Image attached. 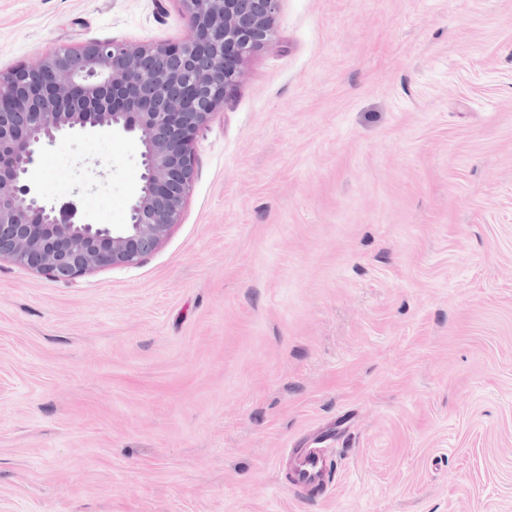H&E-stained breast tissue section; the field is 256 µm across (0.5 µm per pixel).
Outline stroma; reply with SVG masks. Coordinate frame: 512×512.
I'll return each mask as SVG.
<instances>
[{
    "label": "stroma",
    "mask_w": 512,
    "mask_h": 512,
    "mask_svg": "<svg viewBox=\"0 0 512 512\" xmlns=\"http://www.w3.org/2000/svg\"><path fill=\"white\" fill-rule=\"evenodd\" d=\"M180 224L66 284L0 261V512H512V0H280ZM178 0H0V72L172 44ZM136 141L28 178L128 221ZM330 448L325 495L288 450Z\"/></svg>",
    "instance_id": "1"
}]
</instances>
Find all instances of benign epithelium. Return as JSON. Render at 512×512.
<instances>
[{
    "label": "benign epithelium",
    "mask_w": 512,
    "mask_h": 512,
    "mask_svg": "<svg viewBox=\"0 0 512 512\" xmlns=\"http://www.w3.org/2000/svg\"><path fill=\"white\" fill-rule=\"evenodd\" d=\"M178 2L192 29L181 42L61 46L0 74V261L71 282L138 263L180 222L193 145L240 63L274 42L280 0ZM87 129L137 137L143 172L127 224L85 223L75 201L45 203L25 180L43 145Z\"/></svg>",
    "instance_id": "benign-epithelium-1"
}]
</instances>
